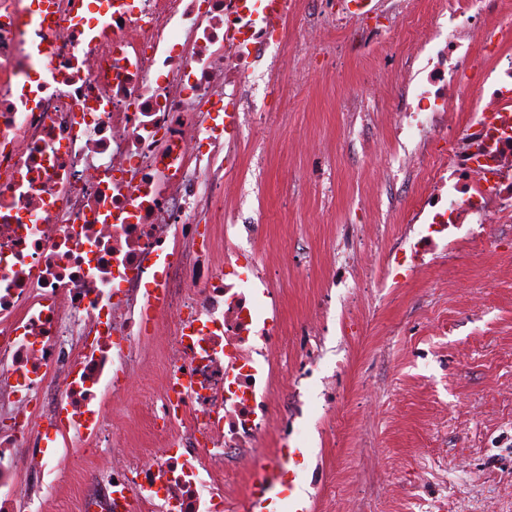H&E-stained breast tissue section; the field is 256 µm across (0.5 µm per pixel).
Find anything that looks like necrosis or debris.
<instances>
[{
  "label": "necrosis or debris",
  "instance_id": "4bbe7bcc",
  "mask_svg": "<svg viewBox=\"0 0 512 512\" xmlns=\"http://www.w3.org/2000/svg\"><path fill=\"white\" fill-rule=\"evenodd\" d=\"M329 8L360 43L409 16L400 0ZM431 10L448 33L434 56L416 39L398 55L407 73L426 58L427 74L393 127L421 145L400 160L421 180L418 268L451 225L512 222V61L489 88L465 81L479 51L512 40V9ZM300 13L299 0L272 19L257 0H0V512H16L17 473L41 496L60 455L96 458L78 512H128L129 498L139 512H224L247 454L256 477L285 483L294 427L280 404L316 358L254 300L258 286L275 296L266 258H242L224 205L242 133L273 131L264 109L239 111L237 90L263 47L288 82L304 76L308 54L284 52ZM145 336L166 346L155 372L139 367ZM133 383L151 439L126 458L101 401ZM271 432L274 469L258 452Z\"/></svg>",
  "mask_w": 512,
  "mask_h": 512
}]
</instances>
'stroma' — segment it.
<instances>
[{
    "label": "stroma",
    "mask_w": 512,
    "mask_h": 512,
    "mask_svg": "<svg viewBox=\"0 0 512 512\" xmlns=\"http://www.w3.org/2000/svg\"><path fill=\"white\" fill-rule=\"evenodd\" d=\"M309 45L290 23L287 43L308 48L303 89L277 85L272 53L259 55L245 102L275 114L272 135H244V179L236 223L258 228L274 283L284 285L283 316L295 327L321 291L319 264L337 248L343 225H357L374 266L361 283L360 310L345 314L344 272L332 290L328 335L314 346L317 370L301 384L295 420V500L304 512H512V223L466 224L448 232V250L407 283H386L393 251L417 238L405 208L420 187L414 173L382 174L414 151L391 125L409 82L377 91L397 48L390 31L366 46L330 29ZM373 114L361 123L357 113ZM336 392V435L315 429L327 388ZM131 387L112 429L124 453H137L147 427ZM327 476L334 500L315 485Z\"/></svg>",
    "instance_id": "stroma-1"
}]
</instances>
